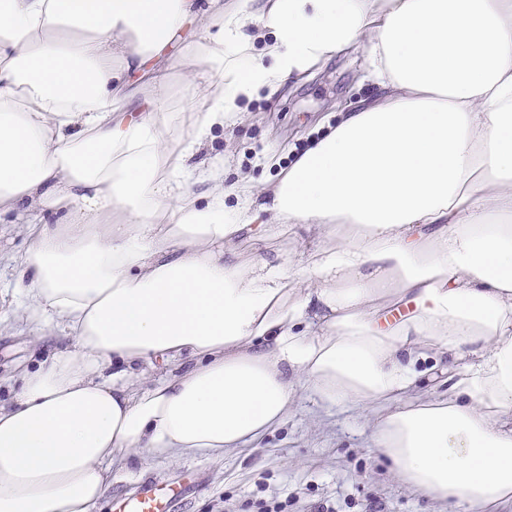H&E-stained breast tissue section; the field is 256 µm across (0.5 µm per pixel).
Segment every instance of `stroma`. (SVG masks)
Segmentation results:
<instances>
[{
    "instance_id": "35a3bbf8",
    "label": "stroma",
    "mask_w": 512,
    "mask_h": 512,
    "mask_svg": "<svg viewBox=\"0 0 512 512\" xmlns=\"http://www.w3.org/2000/svg\"><path fill=\"white\" fill-rule=\"evenodd\" d=\"M363 57L332 58L313 74L285 89H261L241 103L239 118L210 143L209 158L224 161L225 203L237 202L233 188L241 172L263 182L277 181L294 157L307 149L314 130L335 121L337 112L373 97ZM278 163L264 166L263 153ZM31 239L25 225L0 217V400L8 401L21 368L37 353L52 352L62 339L51 328L38 329L24 315L21 299L13 295L16 256ZM365 419H355L336 406L303 398L296 402L283 426L255 446L225 455L161 460L139 453L114 467L111 483L95 512H112L114 498L138 481L155 477L187 485L176 512H258L259 502L279 503L282 512H435L423 495L394 476L381 454L369 448Z\"/></svg>"
}]
</instances>
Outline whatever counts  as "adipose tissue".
<instances>
[{
	"label": "adipose tissue",
	"mask_w": 512,
	"mask_h": 512,
	"mask_svg": "<svg viewBox=\"0 0 512 512\" xmlns=\"http://www.w3.org/2000/svg\"><path fill=\"white\" fill-rule=\"evenodd\" d=\"M198 7L0 0V213L27 320L70 340L0 402V512H92L131 454L224 456L302 395L367 416L407 488L512 512V0H209L169 112L158 57ZM352 48L377 94L226 207L206 142ZM299 225L292 268L237 249ZM246 24L248 33L254 37L252 53L256 56H262L263 60L269 63L270 59L265 55V51L272 35H269L270 33L262 28L258 18L254 15L246 18Z\"/></svg>",
	"instance_id": "ef3b65f1"
}]
</instances>
